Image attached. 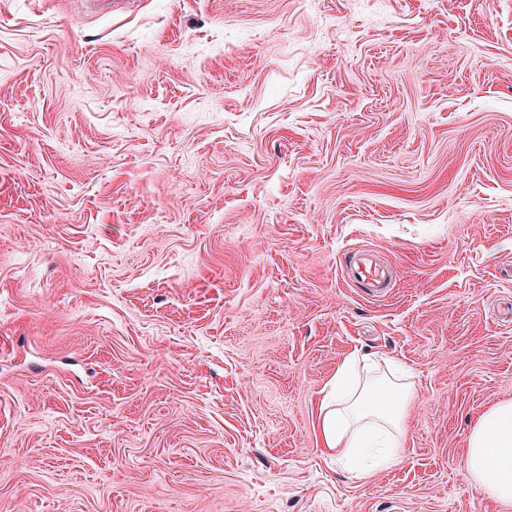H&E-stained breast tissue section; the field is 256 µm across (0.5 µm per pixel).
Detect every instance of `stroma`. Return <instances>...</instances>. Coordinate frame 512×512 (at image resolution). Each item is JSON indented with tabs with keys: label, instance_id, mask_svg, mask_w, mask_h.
<instances>
[{
	"label": "stroma",
	"instance_id": "stroma-1",
	"mask_svg": "<svg viewBox=\"0 0 512 512\" xmlns=\"http://www.w3.org/2000/svg\"><path fill=\"white\" fill-rule=\"evenodd\" d=\"M354 353L418 394L367 481ZM504 399L512 0H0V512H504ZM344 271L351 282L374 294H384L391 282L390 271L368 251L355 252ZM416 392L398 363L351 355L318 404L316 430L323 450L349 462L379 453V465L397 464ZM469 482L501 506L512 505V400L493 403L471 429L463 459Z\"/></svg>",
	"mask_w": 512,
	"mask_h": 512
}]
</instances>
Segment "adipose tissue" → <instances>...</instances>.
<instances>
[{
	"label": "adipose tissue",
	"instance_id": "adipose-tissue-1",
	"mask_svg": "<svg viewBox=\"0 0 512 512\" xmlns=\"http://www.w3.org/2000/svg\"><path fill=\"white\" fill-rule=\"evenodd\" d=\"M417 401L410 375L396 362L357 354L337 369L318 404L316 430L325 452L354 462L355 478L375 468L360 458L378 454L379 464L399 462ZM469 482L502 506L512 505V400L493 403L471 429L463 459Z\"/></svg>",
	"mask_w": 512,
	"mask_h": 512
}]
</instances>
